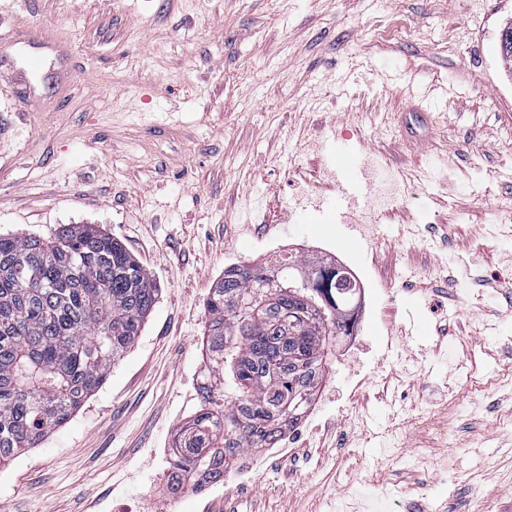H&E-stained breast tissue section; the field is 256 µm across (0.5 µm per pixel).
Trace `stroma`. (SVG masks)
<instances>
[{
	"label": "stroma",
	"instance_id": "1",
	"mask_svg": "<svg viewBox=\"0 0 512 512\" xmlns=\"http://www.w3.org/2000/svg\"><path fill=\"white\" fill-rule=\"evenodd\" d=\"M512 0H0V233L95 224L158 300L105 384L0 463V512H512ZM448 89L414 117L399 69ZM346 144L348 157L329 147ZM302 251L365 285L294 459L172 495L226 267ZM473 359L494 390L447 387Z\"/></svg>",
	"mask_w": 512,
	"mask_h": 512
}]
</instances>
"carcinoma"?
<instances>
[{
    "label": "carcinoma",
    "mask_w": 512,
    "mask_h": 512,
    "mask_svg": "<svg viewBox=\"0 0 512 512\" xmlns=\"http://www.w3.org/2000/svg\"><path fill=\"white\" fill-rule=\"evenodd\" d=\"M305 268L312 283L286 289ZM158 288L94 224L0 234V462L40 445L105 382L139 336ZM359 288L346 268L287 252L224 269L205 305L203 408L173 449L169 490L224 479L313 404Z\"/></svg>",
    "instance_id": "1"
}]
</instances>
